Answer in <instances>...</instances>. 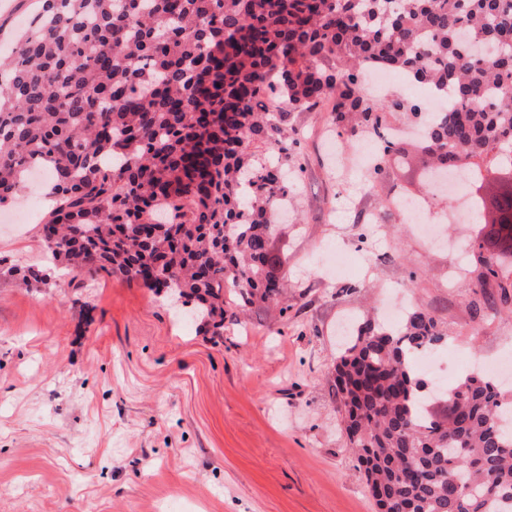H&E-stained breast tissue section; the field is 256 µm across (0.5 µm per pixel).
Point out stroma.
<instances>
[{"mask_svg":"<svg viewBox=\"0 0 512 512\" xmlns=\"http://www.w3.org/2000/svg\"><path fill=\"white\" fill-rule=\"evenodd\" d=\"M331 102L294 113L300 167L274 229L280 303L226 302L224 333L175 314L139 283L105 272L49 287L0 280V512H377L329 382L337 327L407 302L450 332L420 370L454 384L473 364L512 363V314L473 320L475 221L445 222L436 244L392 202L422 197L421 139L383 159L368 194ZM36 179L26 212L0 210V258L45 262Z\"/></svg>","mask_w":512,"mask_h":512,"instance_id":"obj_1","label":"stroma"}]
</instances>
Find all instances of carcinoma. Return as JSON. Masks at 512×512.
<instances>
[{"label":"carcinoma","instance_id":"1","mask_svg":"<svg viewBox=\"0 0 512 512\" xmlns=\"http://www.w3.org/2000/svg\"><path fill=\"white\" fill-rule=\"evenodd\" d=\"M27 30L0 55V206L33 169L54 176L40 235L65 274L119 275L175 294L213 335L224 294L271 304L274 217L298 163L290 117L335 98L334 123L374 134L421 106L362 92L367 68L408 74L447 99L425 130L428 173L464 156L495 215L481 241L512 255V185L487 191L512 152V0H21ZM279 98L273 112L260 98ZM508 224L503 246L490 230ZM476 272L482 320L512 309V274ZM30 288L39 266L0 267ZM420 308L367 319L336 355L337 412L379 512H512V395L471 373L421 412L412 357L447 340Z\"/></svg>","mask_w":512,"mask_h":512}]
</instances>
